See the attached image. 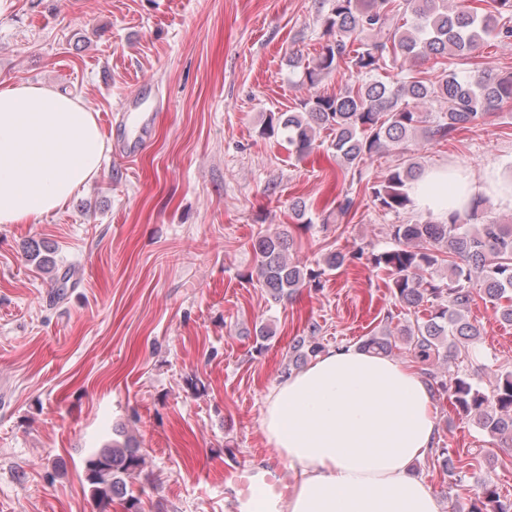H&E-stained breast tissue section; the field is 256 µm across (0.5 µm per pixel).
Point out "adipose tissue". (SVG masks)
I'll use <instances>...</instances> for the list:
<instances>
[{"label":"adipose tissue","instance_id":"obj_1","mask_svg":"<svg viewBox=\"0 0 512 512\" xmlns=\"http://www.w3.org/2000/svg\"><path fill=\"white\" fill-rule=\"evenodd\" d=\"M105 151L97 115L81 99L1 82L0 224H33L64 209ZM478 193L512 209V179L493 170L476 187L456 167H432L410 197L445 219ZM260 425L296 475L280 512H440L413 473L436 438L428 388L390 357L353 346L325 351L269 387Z\"/></svg>","mask_w":512,"mask_h":512}]
</instances>
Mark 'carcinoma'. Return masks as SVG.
Segmentation results:
<instances>
[{
    "mask_svg": "<svg viewBox=\"0 0 512 512\" xmlns=\"http://www.w3.org/2000/svg\"><path fill=\"white\" fill-rule=\"evenodd\" d=\"M325 2L329 9L321 26L328 39L314 61L303 67L298 60L296 67L311 86L342 68L355 80L334 95H316L303 101L300 110L268 120L261 134L281 132L296 154L309 152L326 132L338 166L360 174L367 161L409 141L419 129L431 138L446 139L512 103V73L467 77L445 71L435 81L411 76L395 82L381 75L401 59L466 58L490 38H512V0H492L493 9L482 12L475 6L450 8L448 0ZM430 101L439 103L433 117L419 110ZM421 172L413 161L389 170L370 187L375 207L398 214L412 206L409 189ZM482 203L475 199L468 210L446 221L429 218L390 225L395 248L376 254L373 262L390 271L388 288L402 307L430 305L428 319L417 318L400 330L405 349L427 366L429 391L448 396L461 415L476 417L499 447L512 448V370L497 373L488 393L458 368L446 376L432 370L456 363L466 343L480 336V329L465 316L476 298L512 325V226L479 221ZM253 247L257 280L275 303L291 299L310 283L320 285L326 272L359 258L356 252L336 251L324 267L310 268L288 256L290 244L281 232L258 236ZM318 332L319 327L310 324L309 335L293 339V351L303 359L323 352ZM362 347L389 355L397 345L390 336H370ZM143 464L130 438L104 443L87 457L84 477L99 512H107L116 498L123 512H144L141 499L128 492L126 484ZM468 512H512V501L501 499L495 486L485 484Z\"/></svg>",
    "mask_w": 512,
    "mask_h": 512,
    "instance_id": "cac0c4a2",
    "label": "carcinoma"
}]
</instances>
